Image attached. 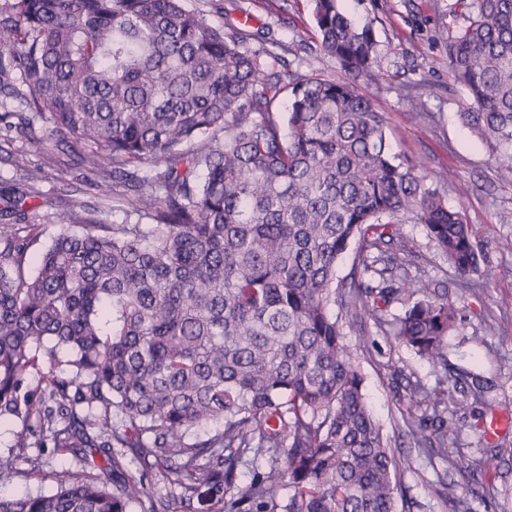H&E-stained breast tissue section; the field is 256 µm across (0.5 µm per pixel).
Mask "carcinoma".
<instances>
[{
  "instance_id": "1",
  "label": "carcinoma",
  "mask_w": 512,
  "mask_h": 512,
  "mask_svg": "<svg viewBox=\"0 0 512 512\" xmlns=\"http://www.w3.org/2000/svg\"><path fill=\"white\" fill-rule=\"evenodd\" d=\"M313 3L319 50L342 77L278 67L262 34L209 25L183 0H0V141L75 142L73 179L123 186L138 216L59 214L28 277L39 231L22 201L39 191L24 175L0 193V419L22 422L15 464L35 475L42 454L25 449L51 448L100 470L59 471L48 493L0 496V512H192L204 487L219 512H396L394 453L332 308L446 366L463 306L409 276L400 224L424 225L459 278L482 256L422 165L391 153L357 88L372 77L371 32L337 0ZM454 8L459 116L512 169V0ZM251 39L261 46L245 49ZM354 241L362 269L342 287ZM393 303L403 313L389 320ZM448 382L409 384L422 415L406 426L461 472L448 406L481 402L484 386ZM249 453L268 469L230 497ZM155 470L174 485L163 498Z\"/></svg>"
}]
</instances>
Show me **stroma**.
Here are the masks:
<instances>
[{"label":"stroma","mask_w":512,"mask_h":512,"mask_svg":"<svg viewBox=\"0 0 512 512\" xmlns=\"http://www.w3.org/2000/svg\"><path fill=\"white\" fill-rule=\"evenodd\" d=\"M454 0H339L358 27L370 28L376 40L375 80L360 81L381 114L393 154L421 162L428 186L450 206L462 211L476 232L484 254L482 276L487 287H471L449 269L424 225L402 224L407 271L428 280L450 297L460 299L462 319L447 340V367L435 366L410 348L385 336L372 319L340 314L344 341L354 351L364 377L365 392L384 436L399 463L402 494L399 512H448V499L465 494L466 475L449 468L446 459L419 454L402 418L399 400L408 381L435 386L446 371L464 369L486 380L488 390L478 414L449 411L465 455L478 461L486 445L500 454L482 481L491 493L472 499V512H512V171L502 167L489 149L458 118L466 98L448 70L446 45L461 23ZM212 26L264 29L274 51L300 74L340 77L334 59L314 44L318 37L311 0H185ZM9 151H24L29 169L39 177L41 196L27 199L28 223L42 233L31 253L39 255L59 230L57 214L82 206H99L105 222H121L123 211L111 198L65 188L58 177L62 154L43 149L26 138H15ZM71 459L54 458L39 476L18 474L0 480V495L17 498L50 490L53 474L76 469Z\"/></svg>","instance_id":"1"}]
</instances>
